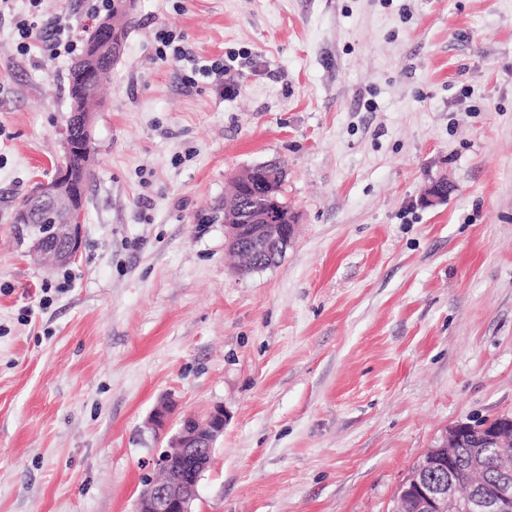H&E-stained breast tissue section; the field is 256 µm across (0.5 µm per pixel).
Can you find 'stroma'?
<instances>
[{
    "label": "stroma",
    "mask_w": 512,
    "mask_h": 512,
    "mask_svg": "<svg viewBox=\"0 0 512 512\" xmlns=\"http://www.w3.org/2000/svg\"><path fill=\"white\" fill-rule=\"evenodd\" d=\"M28 8L0 16V512H135L167 398L226 415L193 512H394L449 427L512 414V0H134L57 268L11 222L74 62L17 53ZM88 8L38 22L83 41ZM162 28L223 85L156 60ZM269 161L296 235L245 275L224 197ZM175 404L170 400H163L154 408L149 418V426L151 430L159 438L166 434L168 424Z\"/></svg>",
    "instance_id": "1"
}]
</instances>
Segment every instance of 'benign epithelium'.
<instances>
[{"label": "benign epithelium", "instance_id": "7a95c632", "mask_svg": "<svg viewBox=\"0 0 512 512\" xmlns=\"http://www.w3.org/2000/svg\"><path fill=\"white\" fill-rule=\"evenodd\" d=\"M117 45L115 19L102 21L93 32L90 52L75 68L84 73L97 70L102 58L110 59ZM92 107L73 103L70 122L79 135H65L57 159V174L39 182L27 204L15 212L17 239L29 255L56 267L77 257L83 234L84 197L75 188L84 186L92 174ZM228 245L251 261L254 269L268 268L280 259L293 239L294 216L282 215V204L272 192L249 202L231 201L224 208ZM175 404L164 400L156 405L149 426L156 436L166 434ZM224 409L217 406L203 419L185 416L178 431L169 438L167 450L152 465L163 474L146 479V488L136 502V512H192L197 488L207 469L214 444L224 433ZM473 424L458 423L445 432L436 445L419 459L397 492L399 512H512V416L502 415L481 425L479 441L471 455V465L479 467L486 457L500 466L498 475L472 486L468 495L460 493L466 473L457 449L471 439ZM184 461L178 472L168 470L170 457Z\"/></svg>", "mask_w": 512, "mask_h": 512}]
</instances>
